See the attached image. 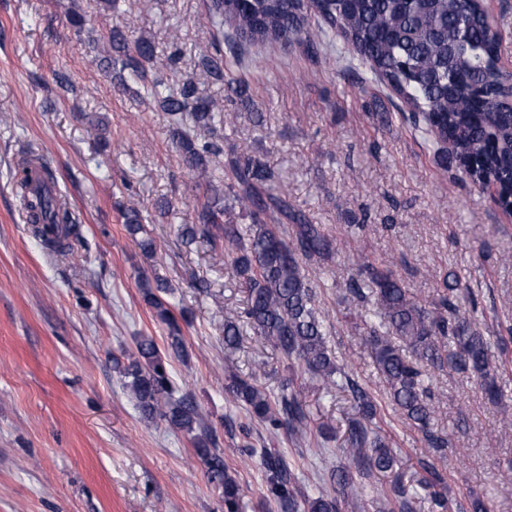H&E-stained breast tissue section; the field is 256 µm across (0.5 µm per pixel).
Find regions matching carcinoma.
I'll use <instances>...</instances> for the list:
<instances>
[{
	"mask_svg": "<svg viewBox=\"0 0 512 512\" xmlns=\"http://www.w3.org/2000/svg\"><path fill=\"white\" fill-rule=\"evenodd\" d=\"M308 14L318 16L324 29L304 33ZM230 23L237 36L252 44L286 45L300 36L313 50L317 38L334 32L372 72L385 81L409 107L414 120L432 128L440 144H449L458 168L476 182L493 176L507 190L512 186V111L503 101L498 69L500 36L472 0H212L206 23L219 30ZM92 62L119 88L139 84L169 118L172 143L181 153L206 200L197 209L196 223L181 230L186 242L208 239L216 257L248 288L246 315L250 326L288 364V383L309 375L324 387L349 393L353 416L349 420L348 449L361 471L385 474L398 465L387 444L372 434L377 416L373 397L336 364L326 344L330 327L319 318L315 291L306 278L302 261L336 255V242L320 224L288 200V193L271 184V175L257 156L230 154L202 145L182 125L191 113L194 126L211 131L228 121L217 104L201 96L198 82H185L178 92L162 94L163 69L154 41L147 36L129 40L119 28L94 47ZM199 76L205 81L224 80L220 48L199 56ZM224 169L227 185L215 183L214 172ZM16 190L26 212L32 235L51 253L74 250L82 243V224L55 192L50 170L35 156H23L16 164ZM129 236L147 254L154 241L139 210L124 212ZM358 274L348 283L351 295L363 297V284L373 285L380 307L373 313L378 327L366 343L382 375L399 417L417 429L436 461L423 469L424 480L434 488V505L449 508L447 483L438 463L446 460L450 439L430 430L434 412L432 396L423 384L428 370L452 369L477 378L487 399L495 403L498 391L490 367V342L473 322L465 303L470 292L459 284L445 286L426 304L410 295L401 279L375 265L365 253L353 255ZM138 285L144 302L163 325L173 354L186 348L181 323L188 314H174L159 296L168 285L140 274ZM413 358H408L405 349ZM141 413L160 418L176 429L194 435L197 455L208 480L221 487L225 512H237L240 489L224 464V456L209 448L201 427L198 406L187 397H174L165 362L155 341L143 336L135 350L112 360ZM225 389L241 402L251 419L276 432L286 427L302 439L309 413L301 392L291 390L271 397L252 376L232 367L224 369ZM267 496L281 506L295 507L296 477L284 458L264 452ZM344 497L320 493L305 501V512H342Z\"/></svg>",
	"mask_w": 512,
	"mask_h": 512,
	"instance_id": "carcinoma-1",
	"label": "carcinoma"
}]
</instances>
